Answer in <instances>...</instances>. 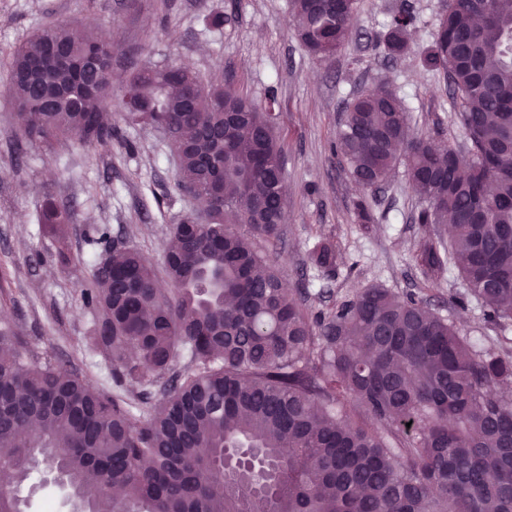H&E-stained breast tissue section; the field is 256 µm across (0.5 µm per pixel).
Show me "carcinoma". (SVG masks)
Masks as SVG:
<instances>
[{"label":"carcinoma","instance_id":"cac0c4a2","mask_svg":"<svg viewBox=\"0 0 512 512\" xmlns=\"http://www.w3.org/2000/svg\"><path fill=\"white\" fill-rule=\"evenodd\" d=\"M355 0H291L295 34L328 59L352 32ZM415 15L388 24L391 54L408 50ZM114 48L51 26L16 49L18 129L46 146L112 140ZM426 67L458 99L471 159L412 137L391 91L346 106L336 154L359 184L405 164L426 207L421 224L448 228V263L495 322L512 320V0H451ZM127 121L164 131L176 187L199 192L165 248L169 291L142 251L93 239L87 340L117 387L146 390L188 364L158 402L135 414L77 373L60 375L13 326L0 323V512H26L14 488L52 463L75 512H512V353L475 350L414 296L370 286L312 317L267 251L280 236L282 149L276 121L236 91L173 64L135 72ZM41 224L70 253L68 212L51 196ZM441 244L420 255L443 264ZM312 264L330 271L319 243ZM94 488L95 494L87 493ZM222 492L215 493V488Z\"/></svg>","mask_w":512,"mask_h":512}]
</instances>
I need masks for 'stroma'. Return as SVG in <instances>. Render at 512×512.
Instances as JSON below:
<instances>
[{"instance_id":"obj_1","label":"stroma","mask_w":512,"mask_h":512,"mask_svg":"<svg viewBox=\"0 0 512 512\" xmlns=\"http://www.w3.org/2000/svg\"><path fill=\"white\" fill-rule=\"evenodd\" d=\"M446 0H356L349 41L327 60L296 38L289 0H0V322L65 372L82 374L105 396L145 408L157 388L118 390L112 366L87 341L92 315L81 298L91 282L92 227L135 247L162 270L172 224L193 206L175 189L178 162L162 132L125 122L126 80L146 62L170 60L206 82L231 84L259 110L274 109L288 188L286 219L273 257L310 313L356 290L380 285L412 295L453 321L478 350H512V321L489 322L454 267L431 270L417 256L444 228L422 224L424 204L404 167L377 190L359 188L337 156L336 132L346 105L361 91L387 85L409 115L412 133L464 150L466 140L442 73L426 70L420 50L437 30ZM410 4L416 16L409 49L389 56L383 41L390 14ZM61 22L101 28L112 55V141L53 150L25 142L13 118L11 54ZM71 214V261L61 266L56 243L39 222L45 195ZM373 223H359L358 201ZM332 244L327 272L308 254Z\"/></svg>"}]
</instances>
